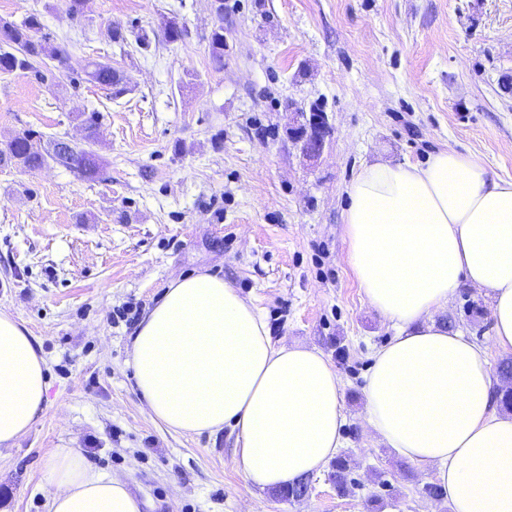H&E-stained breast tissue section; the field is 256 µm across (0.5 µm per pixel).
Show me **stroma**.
<instances>
[{"mask_svg":"<svg viewBox=\"0 0 512 512\" xmlns=\"http://www.w3.org/2000/svg\"><path fill=\"white\" fill-rule=\"evenodd\" d=\"M41 18L68 61L45 80L0 72V147L30 131L83 142L77 113L99 111L95 180L55 163L0 166V311L34 336L48 406L0 447V512H48L45 461L63 445L127 480L152 512H450L422 492L363 420L376 347L393 337L353 275L347 191L362 164L477 155L512 180V0H0V19ZM188 35L165 41L167 20ZM224 24V63L209 48ZM120 30L123 41L110 37ZM108 62L124 83L84 80ZM318 103L333 133L303 158L287 101ZM212 272L253 302L273 338L320 349L343 384L344 446L355 481L331 468L302 499L250 487L229 431L186 436L152 419L127 365L128 338L168 283ZM492 349L482 292L464 286L440 316Z\"/></svg>","mask_w":512,"mask_h":512,"instance_id":"35a3bbf8","label":"stroma"}]
</instances>
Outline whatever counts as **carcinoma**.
<instances>
[{
  "label": "carcinoma",
  "instance_id": "1",
  "mask_svg": "<svg viewBox=\"0 0 512 512\" xmlns=\"http://www.w3.org/2000/svg\"><path fill=\"white\" fill-rule=\"evenodd\" d=\"M218 24L212 29L209 46L213 61L224 64V0H218L216 7ZM43 25L39 16L31 15L21 24L0 21V71H27L40 79H45L41 63L47 56L65 61L61 50L52 47L47 37L42 34ZM88 80L101 86H114L123 82L124 76L104 62H89L84 67ZM77 119L86 132V141L91 143L96 139L99 115L92 111L79 114ZM33 134L28 131L15 134L3 148L0 149V163L16 166L25 171L42 168L52 161L70 169L82 177L91 179L99 170L97 155L88 148H79L76 152L62 156L55 151L44 153L31 143ZM499 383L494 388V397L500 408L512 410V357L499 362L496 368ZM350 466L346 458L336 457L333 480L336 491L345 495L351 487Z\"/></svg>",
  "mask_w": 512,
  "mask_h": 512
}]
</instances>
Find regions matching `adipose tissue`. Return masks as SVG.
I'll list each match as a JSON object with an SVG mask.
<instances>
[{"label": "adipose tissue", "mask_w": 512, "mask_h": 512, "mask_svg": "<svg viewBox=\"0 0 512 512\" xmlns=\"http://www.w3.org/2000/svg\"><path fill=\"white\" fill-rule=\"evenodd\" d=\"M345 239L367 302L394 336L373 355L363 418L442 486L451 512H512V415L493 398L489 348L512 353V181L444 149L422 165H364L348 188ZM484 290L491 347L437 324L461 286ZM129 365L149 414L183 435H236L233 467L259 489L324 468L341 448V380L318 348L273 339L223 277L174 278L138 323ZM46 360L0 312V446L47 406ZM49 512H143L126 480L59 447L46 467Z\"/></svg>", "instance_id": "obj_1"}]
</instances>
